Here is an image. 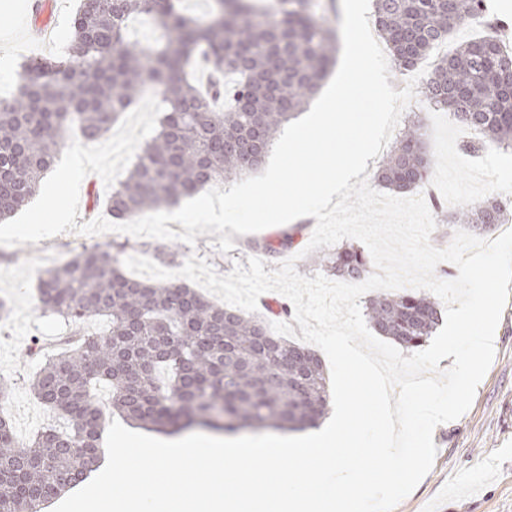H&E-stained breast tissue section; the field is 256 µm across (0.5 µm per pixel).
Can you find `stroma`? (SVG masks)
Here are the masks:
<instances>
[{"instance_id":"1","label":"stroma","mask_w":512,"mask_h":512,"mask_svg":"<svg viewBox=\"0 0 512 512\" xmlns=\"http://www.w3.org/2000/svg\"><path fill=\"white\" fill-rule=\"evenodd\" d=\"M22 0H0V96H10L17 73L28 59H54L64 55L71 38V23L81 0H53L46 17L45 40L29 44L24 39L33 17L21 9ZM422 125L431 160L429 182L423 192L436 228L433 246H448L446 221L466 201L487 196L512 198V148L495 146L477 152L463 151L466 141H477L478 132L460 126L448 112L433 110L423 95H415L401 116ZM315 218L301 217L290 223L294 249L301 252L299 274L333 278L330 260L334 248L308 250ZM218 235L197 236L195 245L180 241L136 238L123 233L81 235L65 232L39 243L0 246V300L10 308L0 319V378L8 381V396L0 400V412L12 421L19 439L30 438L54 423L56 415L31 393L28 380L37 368L35 346L54 349L63 341V330L54 319L40 315L37 303L39 275L71 259L83 248L110 242L125 244L126 255L149 258L159 266L176 270L190 256L207 260L221 275L236 262L255 256L254 235L235 238L233 250L220 252ZM495 357L477 386L469 410L457 420L434 430L437 454L431 470L394 512H512V298L508 299L496 329Z\"/></svg>"}]
</instances>
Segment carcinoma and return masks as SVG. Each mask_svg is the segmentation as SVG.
Segmentation results:
<instances>
[{
  "label": "carcinoma",
  "instance_id": "cac0c4a2",
  "mask_svg": "<svg viewBox=\"0 0 512 512\" xmlns=\"http://www.w3.org/2000/svg\"><path fill=\"white\" fill-rule=\"evenodd\" d=\"M374 2L376 25L402 73L459 26L506 25L485 19L483 0ZM316 7V0H212L195 19L180 0H82L67 55L28 61L13 96L0 99V220L37 193L70 126L96 141L148 91L164 104L159 130L109 195L113 219L128 222L258 172L335 63L337 29ZM138 16L159 40L128 41ZM485 43L512 58L496 34L462 43L431 70L422 93L480 130L482 140L466 148H511L512 76L486 64L477 52ZM200 56L215 75L207 95L191 79ZM428 178L422 127L410 122L375 179L401 192ZM506 222L496 198L468 202L452 220L475 233ZM292 247L286 232L253 244L268 254ZM121 249L85 248L40 278L38 310L63 320L69 341L43 355L29 389L66 425L21 441L0 417V512H41L99 464L102 409L93 391L100 385L111 389L112 410L157 430H304L328 411V377L315 351L274 335L262 317L210 302L186 282L127 276ZM331 264L336 276L357 282L367 262L349 246ZM367 319L379 335L418 347L440 310L424 291L379 293ZM93 320L105 327L90 335L84 327Z\"/></svg>",
  "mask_w": 512,
  "mask_h": 512
}]
</instances>
